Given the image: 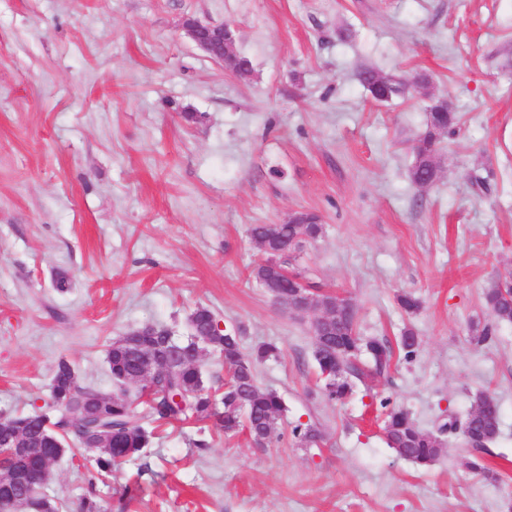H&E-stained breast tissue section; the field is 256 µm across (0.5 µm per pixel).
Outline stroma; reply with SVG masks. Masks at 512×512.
Instances as JSON below:
<instances>
[{"label": "stroma", "mask_w": 512, "mask_h": 512, "mask_svg": "<svg viewBox=\"0 0 512 512\" xmlns=\"http://www.w3.org/2000/svg\"><path fill=\"white\" fill-rule=\"evenodd\" d=\"M190 18L234 24L250 73L200 50ZM511 50L512 0H0V413L44 406L62 357L111 391L112 339L186 335L205 306L244 350L280 348L255 366L286 407L271 444L211 428L201 454L195 426L167 429L104 502L136 484L126 512H512V325L480 345L470 332L512 269ZM366 67L430 82L379 103ZM437 98L460 124L419 188L412 147ZM297 211L324 226L297 269L351 301L359 335L420 341L341 401L319 394L308 320L250 278L249 225ZM482 392L502 416L486 449L458 439L421 469L387 447L388 408L430 430ZM298 422L322 443L297 445ZM93 478L67 457L48 492L77 512Z\"/></svg>", "instance_id": "obj_1"}]
</instances>
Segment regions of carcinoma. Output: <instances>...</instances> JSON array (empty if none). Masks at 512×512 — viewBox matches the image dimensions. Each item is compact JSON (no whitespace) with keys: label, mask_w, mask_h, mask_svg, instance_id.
Segmentation results:
<instances>
[{"label":"carcinoma","mask_w":512,"mask_h":512,"mask_svg":"<svg viewBox=\"0 0 512 512\" xmlns=\"http://www.w3.org/2000/svg\"><path fill=\"white\" fill-rule=\"evenodd\" d=\"M377 76L379 72L374 69L359 74L375 101L386 103L405 95L406 78L386 74V82L380 86ZM457 126L458 117L447 102L433 100L426 130L413 147L414 162L409 171L413 184L422 187L435 182L433 159L441 137ZM248 233L264 255V260L252 268L251 278L263 288L273 281L289 293L295 283L269 265L274 256L271 249L290 240L302 245L314 242L322 236L323 225L317 215L305 213L298 224H253ZM483 298L492 323L472 327V336L479 343L489 340L497 326L512 325V282H493L484 289ZM215 321L210 309L198 307L188 322L189 327L200 330L199 336L192 332L179 339L169 328L156 325L138 327V335L113 340L107 351L113 385L110 393L82 382L73 363L60 358L51 379L50 403L29 412L0 416V440L7 438L29 449L26 454L13 455L0 447V500L14 502L15 512H61L65 504L50 499L44 489L50 484L53 465L86 434L106 436V444L93 454L95 480L102 485L110 481L115 467L145 457L156 430L164 424L211 422L226 436L244 432L254 444L261 439L270 443L285 407L275 391L257 383L255 364L275 355L278 348L264 343L245 352L240 337L217 328ZM313 332L316 347L312 356L322 381L320 395L329 401L351 394L353 380L363 375L359 366L362 353L370 355L377 373L390 367L388 342L363 340L354 313L329 327L320 322ZM400 347L405 358L415 355L419 342L413 330L403 332ZM148 353L156 354L160 362L146 380L141 356ZM207 356L224 362L227 379L221 382L206 373ZM466 423L463 442L475 449L487 447L501 430L497 401L487 394L479 395ZM456 430L457 419L451 413L435 433L420 428L407 412L395 408L386 413L383 426L387 446L419 467L434 465L447 447L441 434L451 435ZM292 435L301 443L320 441L318 431L309 424L295 425Z\"/></svg>","instance_id":"cac0c4a2"}]
</instances>
